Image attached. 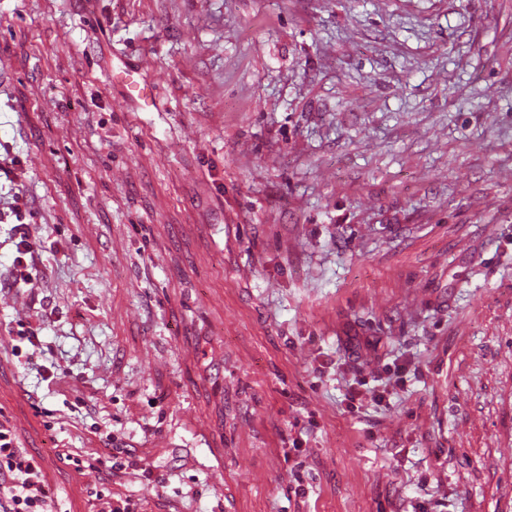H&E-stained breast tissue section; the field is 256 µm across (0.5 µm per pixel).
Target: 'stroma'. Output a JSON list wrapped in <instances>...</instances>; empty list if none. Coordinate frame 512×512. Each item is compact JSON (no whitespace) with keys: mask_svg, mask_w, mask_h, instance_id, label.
Returning a JSON list of instances; mask_svg holds the SVG:
<instances>
[{"mask_svg":"<svg viewBox=\"0 0 512 512\" xmlns=\"http://www.w3.org/2000/svg\"><path fill=\"white\" fill-rule=\"evenodd\" d=\"M0 413L60 512H512V0H0ZM15 253L10 265V278L15 285L33 281L38 248L30 233L29 224L14 225ZM56 449H57L56 455H57L58 460L60 462H62L63 464H65L66 466L73 467V469L76 472H81L86 467L97 468L93 463H91V461H95L96 464H98L100 466L105 465L106 462H112V465L110 466L111 469L113 467H116L117 465L119 467H122L125 465L124 463H121L118 461H110L109 459L112 458L111 455H108V457H106L104 460H102L101 457L94 458V459L93 458H83L82 455L73 453V451H71V450L64 449V448H56ZM85 463L88 465H85Z\"/></svg>","mask_w":512,"mask_h":512,"instance_id":"obj_1","label":"stroma"}]
</instances>
